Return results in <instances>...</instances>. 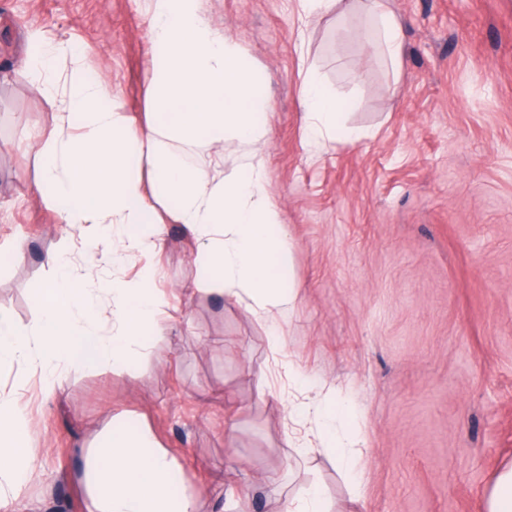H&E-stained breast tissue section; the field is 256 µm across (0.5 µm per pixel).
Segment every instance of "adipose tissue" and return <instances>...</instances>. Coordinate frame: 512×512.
<instances>
[{
    "label": "adipose tissue",
    "mask_w": 512,
    "mask_h": 512,
    "mask_svg": "<svg viewBox=\"0 0 512 512\" xmlns=\"http://www.w3.org/2000/svg\"><path fill=\"white\" fill-rule=\"evenodd\" d=\"M147 61L153 105L147 126H135L121 112L104 108L109 89L90 73L75 70L64 89L41 71L70 54L62 43H47L40 57L22 65L19 77L41 82L55 127L41 149L40 181L60 223L94 225L81 241L84 257L69 252L48 256L54 278L36 289L37 319L17 325L0 310V365H22L38 373L44 395L52 396L70 373L102 364L123 365L140 356L143 340L163 335L168 301L154 287L157 270L146 266L138 281H92L106 267L133 255L150 257L164 245V223L151 204L173 202L175 220L196 246L203 274L195 290L218 287L226 299L246 298L266 315L293 306L295 289L286 285L285 226L267 190L261 154L246 173L188 164L180 150L232 138L256 145L266 141L267 100L242 50L214 31L197 0H152ZM374 27L393 67L405 54L403 28L384 0H368ZM311 144L354 141L358 135L340 119V105L314 79L300 90ZM150 180H143V172ZM303 419L319 423L337 466L360 490L358 459L344 450L338 425L350 424L348 409L326 399L305 406ZM29 421L14 397L0 399V512H26V489L33 473L28 450ZM176 459L148 433L112 426L76 478L88 493L89 512H196L194 500L176 496L170 484Z\"/></svg>",
    "instance_id": "adipose-tissue-1"
}]
</instances>
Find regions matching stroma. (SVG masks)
I'll return each mask as SVG.
<instances>
[{
  "label": "stroma",
  "instance_id": "35a3bbf8",
  "mask_svg": "<svg viewBox=\"0 0 512 512\" xmlns=\"http://www.w3.org/2000/svg\"><path fill=\"white\" fill-rule=\"evenodd\" d=\"M403 25L400 70L374 51L362 11L302 26L300 0H199L265 80L268 193L292 256L294 307L267 322L246 304L193 292L201 271L166 216L156 287L178 306L169 330L124 366L70 374L44 398L27 368L0 367L32 429L35 512H87L74 478L113 418L149 431L178 461L171 492L197 512H280L320 482L331 512H483L512 463V0H389ZM151 0H0V309L37 318L45 262L70 233L36 189L54 125L38 84L17 79L43 42L112 90L106 108L146 122ZM316 78L360 137L306 140L298 98ZM236 140L183 150L244 167ZM27 243L24 261L8 250ZM336 396L359 435L361 493L296 411ZM305 437L308 458L289 443ZM277 475L276 492L262 485Z\"/></svg>",
  "mask_w": 512,
  "mask_h": 512
}]
</instances>
